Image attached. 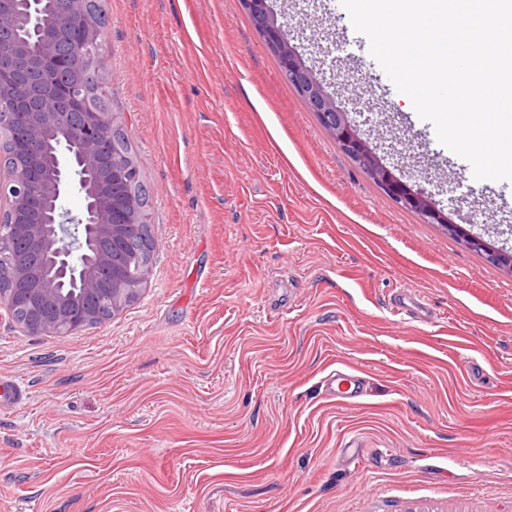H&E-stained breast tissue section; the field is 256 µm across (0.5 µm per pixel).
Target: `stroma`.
Segmentation results:
<instances>
[{"label": "stroma", "mask_w": 512, "mask_h": 512, "mask_svg": "<svg viewBox=\"0 0 512 512\" xmlns=\"http://www.w3.org/2000/svg\"><path fill=\"white\" fill-rule=\"evenodd\" d=\"M100 3L156 249L101 324L0 317L27 392L0 408V512H512V271L339 148L242 0ZM270 3L405 181L511 248L512 187L438 142L340 0ZM345 364L354 405L325 395Z\"/></svg>", "instance_id": "obj_1"}]
</instances>
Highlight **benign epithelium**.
I'll return each instance as SVG.
<instances>
[{
    "instance_id": "7a95c632",
    "label": "benign epithelium",
    "mask_w": 512,
    "mask_h": 512,
    "mask_svg": "<svg viewBox=\"0 0 512 512\" xmlns=\"http://www.w3.org/2000/svg\"><path fill=\"white\" fill-rule=\"evenodd\" d=\"M49 0H0V104L27 113L19 127L0 123L9 138L12 165L0 164V308L30 336L81 331L112 318L117 306L139 295L147 276L131 284L121 275L113 243L132 228L130 200L118 207L108 186L136 178L132 166L112 163V113L98 111L107 95L83 77L87 63L103 67L101 32L91 21L93 0H69L66 10L45 14ZM253 23L280 66L333 135L340 148L370 173L399 206L446 224L467 247L512 268L479 236L464 231L421 190L397 177L385 156L362 137L349 112L308 68L288 42L269 0H244ZM53 162L47 139L63 127ZM71 191L83 199L74 214L64 201ZM73 278L80 297L61 289Z\"/></svg>"
}]
</instances>
